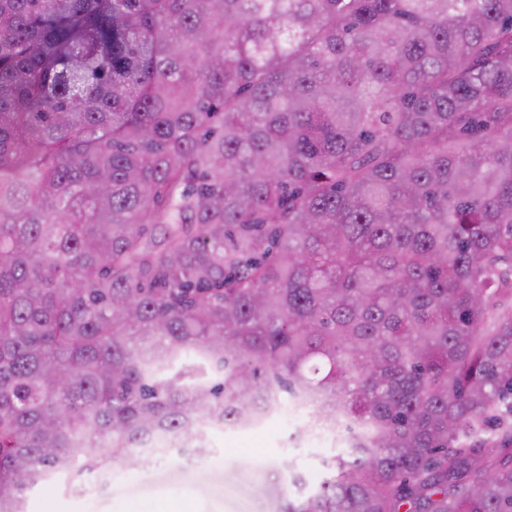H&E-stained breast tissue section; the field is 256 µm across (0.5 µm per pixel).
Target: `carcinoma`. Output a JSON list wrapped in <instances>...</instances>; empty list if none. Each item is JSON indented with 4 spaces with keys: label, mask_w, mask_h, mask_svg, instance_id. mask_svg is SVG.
<instances>
[{
    "label": "carcinoma",
    "mask_w": 512,
    "mask_h": 512,
    "mask_svg": "<svg viewBox=\"0 0 512 512\" xmlns=\"http://www.w3.org/2000/svg\"><path fill=\"white\" fill-rule=\"evenodd\" d=\"M284 398L512 512V0H0V512Z\"/></svg>",
    "instance_id": "obj_1"
}]
</instances>
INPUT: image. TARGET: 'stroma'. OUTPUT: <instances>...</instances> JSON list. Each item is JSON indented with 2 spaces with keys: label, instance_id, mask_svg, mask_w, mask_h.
<instances>
[{
  "label": "stroma",
  "instance_id": "obj_1",
  "mask_svg": "<svg viewBox=\"0 0 512 512\" xmlns=\"http://www.w3.org/2000/svg\"><path fill=\"white\" fill-rule=\"evenodd\" d=\"M305 415L282 405L254 431L213 430L212 457L169 453L132 466L114 461L104 487L83 494L69 492L64 478L35 487L27 512H279L289 492L288 473L317 486L331 442L305 447L291 436Z\"/></svg>",
  "mask_w": 512,
  "mask_h": 512
}]
</instances>
